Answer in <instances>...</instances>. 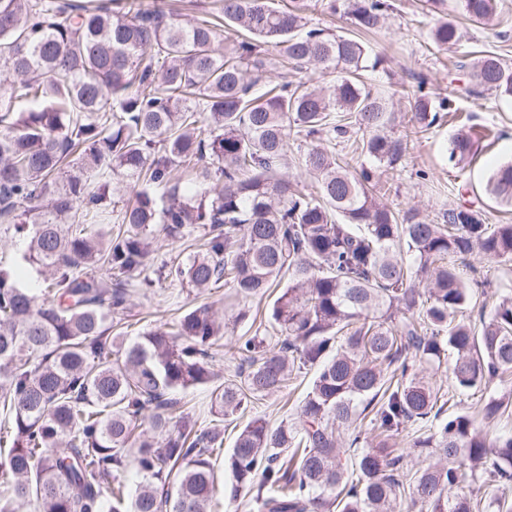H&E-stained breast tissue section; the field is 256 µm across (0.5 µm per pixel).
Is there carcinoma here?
<instances>
[{
	"label": "carcinoma",
	"mask_w": 512,
	"mask_h": 512,
	"mask_svg": "<svg viewBox=\"0 0 512 512\" xmlns=\"http://www.w3.org/2000/svg\"><path fill=\"white\" fill-rule=\"evenodd\" d=\"M389 9L349 0L356 33L333 34L305 28L304 0H222L206 17L159 0H0V224L27 241L23 260L41 276L24 287L15 264L0 261V410L12 420L0 512H214L224 422L307 366L317 372L298 420L255 417L239 428L224 460L233 497L254 490L263 512H397L408 488L419 512H512V434L490 441L468 413L444 416L441 386L419 376L449 354L462 393L512 373V293L479 327L459 319L485 282L448 262L476 249L512 261V224L489 232L463 206L435 223L378 201L379 168L395 170L408 138L457 111L420 83L407 94L411 128L388 134L387 99L364 80L382 59L362 33ZM462 9L487 21L493 0ZM429 38L446 50L457 28L442 20ZM272 66L332 69L336 80L262 82ZM460 67L468 92L512 98V67L498 57ZM292 137L312 142L303 165L314 193L282 173ZM338 137L359 166L324 146ZM473 144L471 132L454 137L450 158ZM116 175L139 189L122 232L107 239ZM156 183L169 185L162 204ZM487 192L512 206V162L493 171ZM194 226L196 251L163 262L166 278L199 292L222 282L245 304L279 288L236 346L246 369L224 381L212 353L224 320L208 306L135 341L121 331L150 236L159 227L179 240ZM198 386L215 416L205 429L175 397ZM507 408L493 396L483 418ZM367 417L382 437L369 448ZM430 419L413 447L437 462L403 470L388 439ZM130 468L143 478L132 493L121 479ZM467 480L490 488L483 501L458 492Z\"/></svg>",
	"instance_id": "carcinoma-1"
}]
</instances>
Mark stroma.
I'll return each mask as SVG.
<instances>
[{"label": "stroma", "instance_id": "stroma-1", "mask_svg": "<svg viewBox=\"0 0 512 512\" xmlns=\"http://www.w3.org/2000/svg\"><path fill=\"white\" fill-rule=\"evenodd\" d=\"M393 9L382 27L368 34L367 40L374 53L383 62L369 75V80L380 92L391 95L397 123L407 122L410 112L404 91L425 84L434 93L445 94L456 89L458 118L448 119L428 134L412 138L405 156L396 171L380 176L381 199L395 210H418L428 220H437L448 209L465 205L481 212L486 224H512V208L495 203L486 195L484 186L490 171L498 164L512 159V99L490 94L466 95L468 78L457 64L466 57L492 53L512 64V0H496L495 16L491 24L469 21L463 14L459 0H446L443 12L455 23L457 44L445 51H437L429 42V32L436 24L435 16L426 14L421 0H390ZM483 126L485 136L473 146L471 155L462 161L448 158V147L453 137L461 132L462 117ZM181 244L158 238L157 249L151 255L146 274L153 281L152 288L132 289L133 308L129 314V338H137L159 322H171L188 308L211 305L218 316L227 318L224 346L214 369L221 377L234 375L239 358L234 345L247 334L249 321L231 323L236 313L228 301V286L211 289L207 294H196L192 289L161 277L157 271L160 260L178 254ZM468 263L491 281L486 294L476 295L466 314L478 321L481 311L491 310L499 292L512 290V262H499L481 252H472ZM313 369H304L300 377L282 393L266 398L252 409V416L281 420L296 416L297 407L304 399L314 378ZM498 396L512 402V377L492 384L489 391H472L461 395L448 391L446 407L449 413L469 412L476 427L495 436L512 431V415L503 416L494 424H486L480 410L489 396Z\"/></svg>", "mask_w": 512, "mask_h": 512}]
</instances>
